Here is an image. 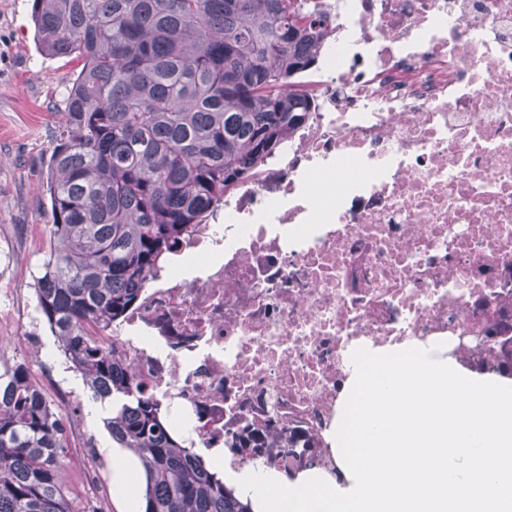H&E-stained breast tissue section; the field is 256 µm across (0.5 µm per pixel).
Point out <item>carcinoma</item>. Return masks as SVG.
I'll return each instance as SVG.
<instances>
[{
  "mask_svg": "<svg viewBox=\"0 0 512 512\" xmlns=\"http://www.w3.org/2000/svg\"><path fill=\"white\" fill-rule=\"evenodd\" d=\"M310 0H33L41 49L82 67L49 158L53 224L37 307L112 439L137 459L145 512H255L161 418L97 332L224 194L274 155L313 102L296 81L325 38ZM512 336L481 371L512 378ZM69 435L21 363L0 360V512H73Z\"/></svg>",
  "mask_w": 512,
  "mask_h": 512,
  "instance_id": "obj_1",
  "label": "carcinoma"
}]
</instances>
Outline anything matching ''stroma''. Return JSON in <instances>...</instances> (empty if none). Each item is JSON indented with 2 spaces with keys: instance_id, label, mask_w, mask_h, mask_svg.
I'll return each instance as SVG.
<instances>
[{
  "instance_id": "1",
  "label": "stroma",
  "mask_w": 512,
  "mask_h": 512,
  "mask_svg": "<svg viewBox=\"0 0 512 512\" xmlns=\"http://www.w3.org/2000/svg\"><path fill=\"white\" fill-rule=\"evenodd\" d=\"M78 70L77 62L39 47L32 0H0V356L23 363L48 397L67 396L65 492L76 512H121L112 483L116 443L105 425L112 403L92 398L36 309L52 224L43 186Z\"/></svg>"
}]
</instances>
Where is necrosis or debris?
<instances>
[{
	"label": "necrosis or debris",
	"instance_id": "obj_1",
	"mask_svg": "<svg viewBox=\"0 0 512 512\" xmlns=\"http://www.w3.org/2000/svg\"><path fill=\"white\" fill-rule=\"evenodd\" d=\"M316 106L105 329L193 447L340 477L358 349L512 334V0H321Z\"/></svg>",
	"mask_w": 512,
	"mask_h": 512
}]
</instances>
